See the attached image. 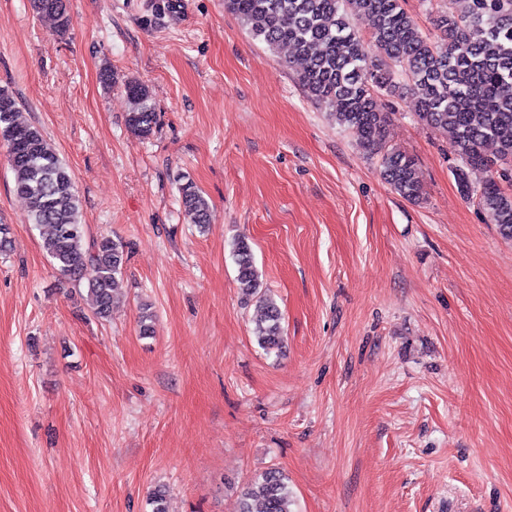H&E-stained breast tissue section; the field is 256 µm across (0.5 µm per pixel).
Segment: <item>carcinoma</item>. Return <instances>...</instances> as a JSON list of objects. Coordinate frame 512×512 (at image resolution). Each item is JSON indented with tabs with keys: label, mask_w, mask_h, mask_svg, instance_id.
<instances>
[{
	"label": "carcinoma",
	"mask_w": 512,
	"mask_h": 512,
	"mask_svg": "<svg viewBox=\"0 0 512 512\" xmlns=\"http://www.w3.org/2000/svg\"><path fill=\"white\" fill-rule=\"evenodd\" d=\"M462 2V13L435 18L436 41L423 35L402 0H224V8L267 47L291 48L302 62L298 81L307 97L332 109L364 150L380 156V174L392 191L418 202L423 188L415 158L386 147L389 113L378 111L374 101L380 91L412 90L419 121L452 134L462 193L502 238L512 240V0ZM180 7L179 0H154L152 17L173 15ZM30 8L57 32L68 30L66 0H30ZM356 16L372 19L370 37L354 28ZM124 93L132 103L127 127L150 136L158 114L149 88L131 80ZM0 141L14 173L13 191L27 201L28 222L42 231L43 251L60 276L86 283L92 314L107 319L128 259L126 246L109 236L86 239L71 170L6 88L0 89ZM474 171L486 177L474 184ZM179 191L190 222L204 228L211 219L208 201L189 179ZM233 259L240 293L256 306L257 345L282 351V311L261 289L246 239L236 241ZM290 505L287 478L271 467L248 482L237 512H292Z\"/></svg>",
	"instance_id": "cac0c4a2"
}]
</instances>
